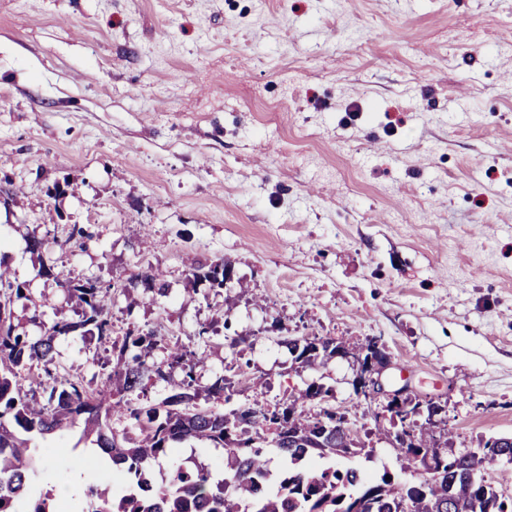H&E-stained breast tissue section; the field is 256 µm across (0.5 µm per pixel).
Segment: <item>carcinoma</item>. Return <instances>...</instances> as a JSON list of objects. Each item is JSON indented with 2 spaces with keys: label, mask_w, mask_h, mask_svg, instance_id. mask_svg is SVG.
<instances>
[{
  "label": "carcinoma",
  "mask_w": 512,
  "mask_h": 512,
  "mask_svg": "<svg viewBox=\"0 0 512 512\" xmlns=\"http://www.w3.org/2000/svg\"><path fill=\"white\" fill-rule=\"evenodd\" d=\"M229 263L220 258L208 265L190 269L194 279L224 287V271ZM66 291L78 296L83 309L78 320L58 319L46 324L45 312L34 307V323L44 328L38 337L18 331L12 321L11 305L29 299V289L7 277L0 268V512H31L23 504H45L52 500L50 490H34L32 477L50 459V453L36 456L29 440L18 431L52 435L78 419L84 420L88 431L96 433V445L112 464L127 477L121 489L103 487L94 480L70 495L66 512H183L186 499L194 501L196 512H394L402 496L400 484L381 477L365 481L355 468H327L321 472L285 471L277 477V490L268 488L271 479L267 450L276 449L297 465L316 453L345 455L356 443H344L342 431L332 423L321 426L329 411L314 416L299 412L294 419L279 422H255L241 408L224 412L213 405L229 401L231 388L219 377L208 386L197 383L199 354L177 343L170 344L165 336L153 329L129 331L123 337L112 371L101 383L85 381L65 369H51L56 344L67 337L97 335L112 342V323L108 318L107 298L110 289L94 280H73L53 274ZM154 295H164L168 283L150 269L132 275L124 291L137 289ZM319 338H288L284 344L298 367L307 369L321 365L327 358L318 353ZM161 349L166 357L148 363L142 355ZM181 370L174 379L172 371ZM22 373L33 377L41 389L42 400L24 392L17 384ZM165 383L168 393L157 404L139 405L136 400L148 386ZM332 390L312 382L289 396L283 412L296 410L308 401L329 402ZM434 429L421 426L417 444L398 448L405 455L416 446L432 453ZM194 440L211 443L227 451L232 460L230 472L222 479L209 467L198 464L188 468L174 462L177 444ZM162 459L172 462L169 481L156 485L148 477V467ZM443 476L439 486L424 494H408L411 512H450L448 509V479ZM460 512H503L488 509L496 496V488L476 489L461 480L453 485Z\"/></svg>",
  "instance_id": "1"
}]
</instances>
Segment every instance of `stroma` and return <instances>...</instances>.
Wrapping results in <instances>:
<instances>
[{
	"label": "stroma",
	"mask_w": 512,
	"mask_h": 512,
	"mask_svg": "<svg viewBox=\"0 0 512 512\" xmlns=\"http://www.w3.org/2000/svg\"><path fill=\"white\" fill-rule=\"evenodd\" d=\"M219 258L226 286L189 275ZM0 262L29 335L36 303L82 310L46 267L98 280L116 335L154 327L235 382L223 410L323 383L362 451L321 466L416 478L355 363L297 368L283 336L378 340L442 406L445 457L512 437V0H0ZM148 268L168 296L123 293ZM56 360L98 380L111 346ZM33 442L115 481L82 427Z\"/></svg>",
	"instance_id": "35a3bbf8"
}]
</instances>
